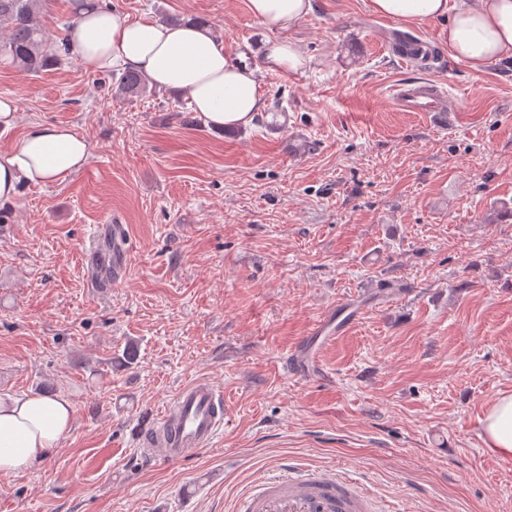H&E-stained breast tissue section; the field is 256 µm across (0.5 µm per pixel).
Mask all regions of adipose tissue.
I'll return each instance as SVG.
<instances>
[{"label":"adipose tissue","instance_id":"1","mask_svg":"<svg viewBox=\"0 0 512 512\" xmlns=\"http://www.w3.org/2000/svg\"><path fill=\"white\" fill-rule=\"evenodd\" d=\"M367 7L403 23L447 24L449 56L473 71L512 59V0H368ZM248 9L274 33L266 43L265 68H301L302 52L278 33L304 20L313 10L312 0H248ZM68 40L84 70H132L159 89L187 93L195 112L214 128L248 126L265 106L256 69L233 62L207 23L132 21L97 4L76 16ZM91 155L89 141L73 128L31 125L18 145L0 149V201L13 200L23 183L65 180ZM73 425L74 408L64 396L0 397V475L43 461ZM481 437L489 455L512 457V394L489 405Z\"/></svg>","mask_w":512,"mask_h":512}]
</instances>
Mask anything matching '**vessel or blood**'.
I'll return each mask as SVG.
<instances>
[{"instance_id": "vessel-or-blood-1", "label": "vessel or blood", "mask_w": 512, "mask_h": 512, "mask_svg": "<svg viewBox=\"0 0 512 512\" xmlns=\"http://www.w3.org/2000/svg\"><path fill=\"white\" fill-rule=\"evenodd\" d=\"M391 92L402 112H432L444 121L459 109L436 80L403 81ZM132 252L123 226L116 224L112 227L111 253L91 247L85 258L91 265L111 269L113 279L119 281L129 272ZM339 318L336 310H329L309 336L299 341L284 362L287 373L300 378L318 366L312 340L339 331ZM223 426V390L210 380L197 379L181 387L153 427L140 436L138 451L145 458L159 455L176 462L211 445ZM368 504V496L355 491L341 471H309L286 464L279 475L264 478L241 498L237 512H366Z\"/></svg>"}]
</instances>
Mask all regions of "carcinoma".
Returning a JSON list of instances; mask_svg holds the SVG:
<instances>
[{
  "label": "carcinoma",
  "mask_w": 512,
  "mask_h": 512,
  "mask_svg": "<svg viewBox=\"0 0 512 512\" xmlns=\"http://www.w3.org/2000/svg\"><path fill=\"white\" fill-rule=\"evenodd\" d=\"M48 0H0V26L9 29L7 40L0 44V59H6L26 72L49 67L56 56L46 51L48 36L40 15ZM117 84L124 94L134 97L146 91L147 79L134 72H123Z\"/></svg>",
  "instance_id": "carcinoma-1"
}]
</instances>
